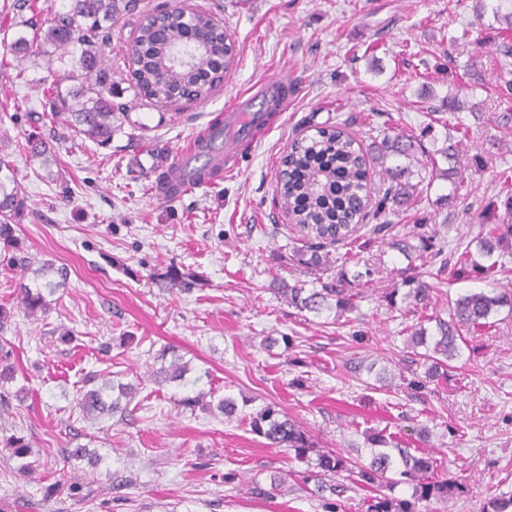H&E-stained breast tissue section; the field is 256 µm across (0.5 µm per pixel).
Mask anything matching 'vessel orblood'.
I'll return each instance as SVG.
<instances>
[{"instance_id": "obj_1", "label": "vessel or blood", "mask_w": 512, "mask_h": 512, "mask_svg": "<svg viewBox=\"0 0 512 512\" xmlns=\"http://www.w3.org/2000/svg\"><path fill=\"white\" fill-rule=\"evenodd\" d=\"M288 86L284 75H273L248 91L245 104L227 108L223 117L210 123L200 137L189 141L177 154L172 166L157 181L159 195L167 197L177 189L188 190L194 177L202 145L212 146L225 171L239 169L244 147L254 146L258 130L271 129L280 113L288 109L282 91Z\"/></svg>"}]
</instances>
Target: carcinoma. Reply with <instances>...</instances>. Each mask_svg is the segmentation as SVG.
<instances>
[{"label":"carcinoma","mask_w":512,"mask_h":512,"mask_svg":"<svg viewBox=\"0 0 512 512\" xmlns=\"http://www.w3.org/2000/svg\"><path fill=\"white\" fill-rule=\"evenodd\" d=\"M136 4L121 0H70L66 11L55 15L48 27L37 25L26 19L17 23L20 27L9 44L10 52L19 57L33 53V48L50 45L58 52L57 60L71 63L67 73L73 82L68 89L58 91L54 97L56 111L66 114V122L73 130L99 146L112 142V119L116 118L112 97L116 94L112 83V70L104 62L103 46L109 39L112 17ZM475 21L484 23L491 16L492 23L500 33L512 32V0H472ZM191 17L198 37L215 46L224 44V27L217 25L204 11H193ZM180 39L178 30L156 26V16L146 13L139 21L134 44L140 50V67L136 73L135 87L138 94L159 104L171 103L172 96L162 84L157 70L156 58L163 54L162 46H173ZM469 76L467 88L474 90L483 85L478 55L473 54L465 68ZM224 75L213 76L208 83L196 87L188 96L190 100L208 97L221 85ZM419 144L416 138L403 134L383 135L377 142L371 161H366L362 144L346 130L342 123L334 128H320L314 137H302L292 141L282 159L283 170L277 182V196L288 213L291 223L305 232L306 242L292 249L288 263L310 272H324L336 266V282H324L319 288H308L306 282L282 285L277 292L288 298V304L298 311L320 314L335 308L346 311L353 305L352 289L344 287V264L347 257L330 258L327 247L345 242L353 227L364 223L367 217L376 220L372 233H379L391 224L389 216L395 209H403L417 197V188L422 183L432 185L443 179L450 184L442 199L451 204L457 197L458 183L463 179L459 167V143L450 134L446 135L441 148L435 153L443 157L448 167L431 172L427 178L421 176L412 182V170ZM31 157L41 160L44 167L54 159V147L38 139L29 147ZM380 168L382 183L372 182V169ZM504 212L497 215V224L484 236L477 237L476 252L451 247L444 242L420 237L423 251L433 250L439 260L438 271L453 272L459 280L479 279L487 283V291H468L448 301V319L435 317V332L424 326L411 332L409 344L413 349L412 363L425 366L424 377L413 375L407 386L419 391L427 384L448 376V361L460 352V344L466 343L464 333L479 331L491 326L489 319L499 308L512 309V294L498 289L499 279L506 270L505 263L495 259V253L512 240V194H505ZM26 209L25 197L15 182L0 177V244L8 262L23 269L30 260L19 255L22 245L16 235L12 220ZM402 253L408 255L416 247L406 241L397 244ZM406 292H401V289ZM413 306H425L430 300V288L420 281L415 273L401 279L400 285L387 296L390 305L397 304L396 297ZM17 300L27 318L38 321L49 309L50 301L39 288L19 283ZM424 351H418V348ZM11 349L6 342L0 343V401L9 396L18 397L23 389L10 392L6 385L16 379L15 366L10 363ZM118 389L119 397L108 400L109 391ZM134 388L129 384L112 385L106 380L95 388L82 391L76 406L86 416L116 414L127 410L120 398L131 399ZM251 432L264 438L275 447H286L294 451L296 458L306 460L309 453L316 452L315 466L323 477H333L350 471L349 460L335 451H316L309 436L295 421L280 418L275 407L267 405L249 416ZM370 444V461L359 468V484L374 493L370 497L367 512H421L419 505L432 500L452 497L458 485L436 474V458L425 453L413 454L407 448H399L384 434L373 433L367 438ZM12 458L19 462V471L29 472L32 463L30 443L22 436L10 435L0 440ZM405 484L411 488L407 498L394 495L395 489ZM67 488L70 498L82 501L91 489L88 483L56 481L45 488L44 497Z\"/></svg>","instance_id":"cac0c4a2"}]
</instances>
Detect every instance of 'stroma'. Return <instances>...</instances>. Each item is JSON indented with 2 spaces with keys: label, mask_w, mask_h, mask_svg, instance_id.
<instances>
[{
  "label": "stroma",
  "mask_w": 512,
  "mask_h": 512,
  "mask_svg": "<svg viewBox=\"0 0 512 512\" xmlns=\"http://www.w3.org/2000/svg\"><path fill=\"white\" fill-rule=\"evenodd\" d=\"M187 2L230 35L231 71L206 99L144 100L129 59L140 17L117 15L104 59L124 113L106 147L72 133L50 109L65 64L35 54L0 61V158L27 200L16 225L31 259L27 270L0 260V307L10 314L0 337L17 368L8 389L27 390L0 407V430L24 435L41 463L33 477L22 476L0 447V505L6 512H326L317 479L303 477L305 464L269 447L246 423L269 404L323 450L368 462L366 436L384 429L442 460V476L460 490L422 512H483L491 498L512 496V310L501 308L493 327L468 337L447 381L416 393L404 378L407 328L418 318L385 298L410 265L432 288L426 312L433 316H447L458 295L485 289L483 281L439 271L428 252L406 257L397 244H417L423 233L465 244L494 223L487 204L500 175L512 174V129L488 121L466 134L464 158L481 154L487 165L465 170L456 203L441 202L449 185L438 180L381 234L357 226L367 245L349 253L346 270L373 275L353 311L301 312L273 288L274 280L305 277L285 261L304 233L276 196L289 143L345 121L363 147L381 127L419 137L423 151H433L451 119L449 95L489 114L502 111L497 88L512 73L493 62L498 32L475 25L471 0ZM452 20L472 25L473 44L450 43ZM475 51L486 87L470 94L463 67ZM273 73L292 76L297 86L279 126L244 154L241 170L158 195L155 167ZM32 134L59 137L51 178L40 176L25 151ZM493 141L499 149H490ZM47 263L53 272L40 275ZM171 266L194 280L192 292L164 283ZM60 267L68 271L65 287L31 321L17 304L19 284L44 286ZM66 329L71 338L64 341ZM105 343L111 350L104 355ZM176 359L188 373L163 381L160 368ZM91 376L134 384L126 417L82 418L73 399ZM199 394L204 406H182ZM224 397L236 403L233 417L216 408ZM80 445L100 458L91 495L44 500L51 472L83 477L86 462L62 455ZM228 473L233 481H225Z\"/></svg>",
  "instance_id": "1"
}]
</instances>
